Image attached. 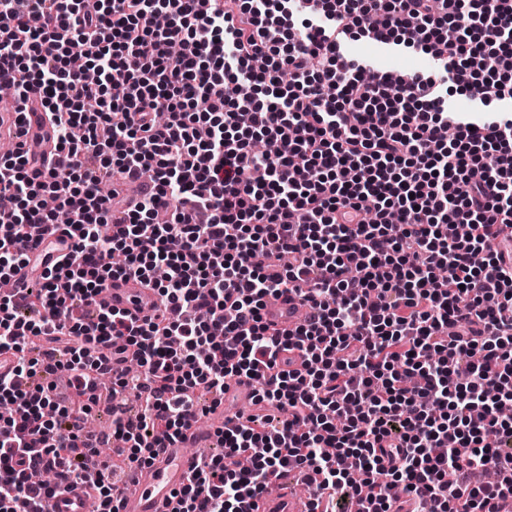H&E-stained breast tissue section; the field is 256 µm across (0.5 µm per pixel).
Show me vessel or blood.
Listing matches in <instances>:
<instances>
[{
  "label": "vessel or blood",
  "instance_id": "1",
  "mask_svg": "<svg viewBox=\"0 0 512 512\" xmlns=\"http://www.w3.org/2000/svg\"><path fill=\"white\" fill-rule=\"evenodd\" d=\"M29 110L24 116L0 111V140L16 139L20 130H27L30 141L39 144L42 150L53 151V133L41 106V97L32 92L28 95ZM102 306L124 310L137 315L153 312L159 305L154 289L131 279H115L98 296ZM309 314L308 307L299 298L286 294L268 304L264 311L266 323L279 328L295 330L304 323ZM244 410L256 406V387L252 380L232 381L224 394V403L210 415L212 429H199L190 425L183 440L157 451L154 458L137 470L128 490L121 495V512H173V494L194 473V458L186 451L189 445L208 441L213 429L237 426L238 421L227 412L228 405ZM253 512H309L307 498L296 495L292 489L282 488L272 495L252 498ZM53 512H87L83 486H76L53 500Z\"/></svg>",
  "mask_w": 512,
  "mask_h": 512
}]
</instances>
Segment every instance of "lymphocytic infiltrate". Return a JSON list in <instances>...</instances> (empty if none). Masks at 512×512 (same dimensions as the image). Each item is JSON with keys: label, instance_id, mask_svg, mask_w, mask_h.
<instances>
[{"label": "lymphocytic infiltrate", "instance_id": "obj_1", "mask_svg": "<svg viewBox=\"0 0 512 512\" xmlns=\"http://www.w3.org/2000/svg\"><path fill=\"white\" fill-rule=\"evenodd\" d=\"M362 38L441 66L361 83L344 48ZM0 84L20 105L41 90L66 160L0 157V279L37 235L72 241L34 286L0 292L14 357L0 512H50L76 483L119 512L125 467L240 376L284 417L218 431L222 453L200 457L177 512H249L292 471L335 512H493L512 492V266L497 247L512 116L473 124L446 99L512 100V0H0ZM258 137L291 151L258 154ZM120 276L155 288L157 312L85 316ZM286 291L312 315L274 332L262 311ZM32 337L65 343L80 413L35 382L56 367L28 356ZM105 375L124 446L90 468ZM481 469L495 480L474 483Z\"/></svg>", "mask_w": 512, "mask_h": 512}]
</instances>
